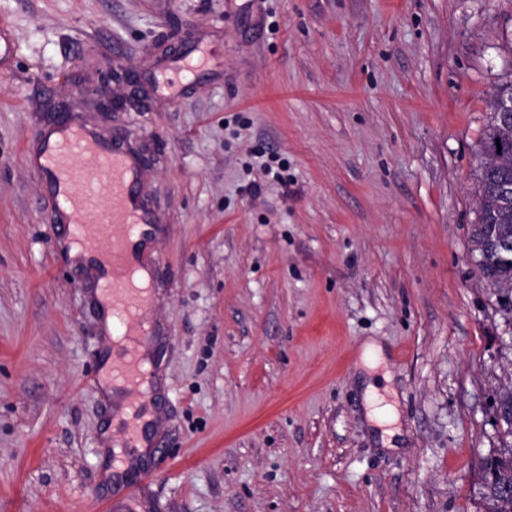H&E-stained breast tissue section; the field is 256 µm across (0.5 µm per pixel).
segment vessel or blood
<instances>
[{
	"instance_id": "1",
	"label": "vessel or blood",
	"mask_w": 512,
	"mask_h": 512,
	"mask_svg": "<svg viewBox=\"0 0 512 512\" xmlns=\"http://www.w3.org/2000/svg\"><path fill=\"white\" fill-rule=\"evenodd\" d=\"M220 56L209 46L180 65L183 75L217 66ZM35 148L26 156L28 168L54 198L62 224H92L76 238L97 274V285L108 297L112 315L124 327L123 348L113 352L106 374L129 388V404L137 406L144 377L138 352L150 343L145 319L150 297L134 282L145 256L136 254L134 237L150 218L135 191L141 173L131 158L113 151L94 129L60 121L33 132Z\"/></svg>"
}]
</instances>
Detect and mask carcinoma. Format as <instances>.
Returning <instances> with one entry per match:
<instances>
[{
  "instance_id": "1",
  "label": "carcinoma",
  "mask_w": 512,
  "mask_h": 512,
  "mask_svg": "<svg viewBox=\"0 0 512 512\" xmlns=\"http://www.w3.org/2000/svg\"><path fill=\"white\" fill-rule=\"evenodd\" d=\"M512 140V127L504 130L490 119L483 131L481 152L476 169L478 184L477 219L471 229V252L482 249L483 238L487 235L505 234L512 238V205L505 204L498 196L495 182L502 174L512 182V161L493 172L489 166L488 153L496 139ZM480 280L495 290L498 312L512 323V300L503 301L499 296L504 292L503 286L512 285V263L498 267H478ZM504 414L503 436L508 441L494 450L484 460V500L485 512H512V393L505 392L494 398Z\"/></svg>"
}]
</instances>
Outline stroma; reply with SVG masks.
<instances>
[{"mask_svg":"<svg viewBox=\"0 0 512 512\" xmlns=\"http://www.w3.org/2000/svg\"><path fill=\"white\" fill-rule=\"evenodd\" d=\"M0 512H483L512 324L470 259L512 0H0ZM214 43L179 96L154 76ZM131 152L156 218L158 478L112 499V340L28 170L51 103ZM277 156L287 184L268 180ZM384 360L364 368L366 340ZM394 406L395 447L366 382Z\"/></svg>","mask_w":512,"mask_h":512,"instance_id":"stroma-1","label":"stroma"}]
</instances>
